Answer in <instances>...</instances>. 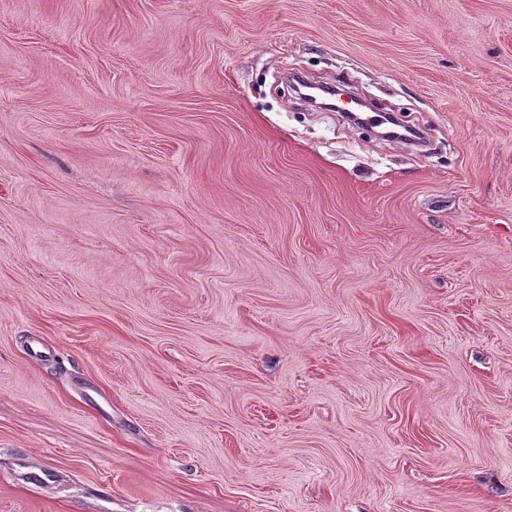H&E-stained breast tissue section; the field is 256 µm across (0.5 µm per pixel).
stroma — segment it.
<instances>
[{
  "label": "stroma",
  "instance_id": "1",
  "mask_svg": "<svg viewBox=\"0 0 512 512\" xmlns=\"http://www.w3.org/2000/svg\"><path fill=\"white\" fill-rule=\"evenodd\" d=\"M0 512H512V0H0Z\"/></svg>",
  "mask_w": 512,
  "mask_h": 512
}]
</instances>
